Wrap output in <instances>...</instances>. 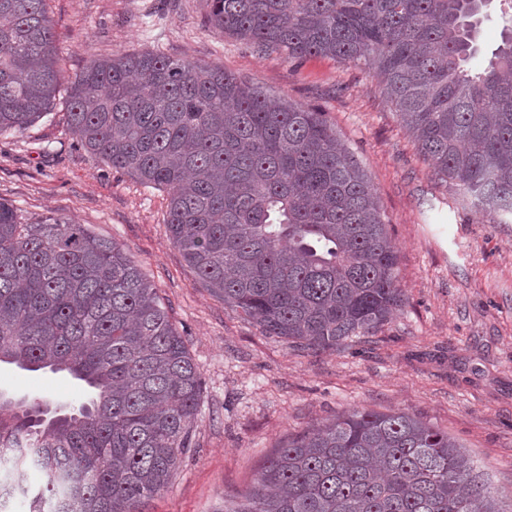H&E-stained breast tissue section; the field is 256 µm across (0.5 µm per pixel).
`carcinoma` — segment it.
Returning <instances> with one entry per match:
<instances>
[{
	"label": "carcinoma",
	"instance_id": "cac0c4a2",
	"mask_svg": "<svg viewBox=\"0 0 512 512\" xmlns=\"http://www.w3.org/2000/svg\"><path fill=\"white\" fill-rule=\"evenodd\" d=\"M46 0H0V135L52 107L63 76ZM214 32L290 59L369 63L433 173L488 224L512 220V0L473 73L491 0H204ZM71 129L106 165L168 191L199 282L263 333L334 350L403 302L377 196L323 113L153 51L93 58L67 85ZM0 362L66 371L92 406L0 396V512H141L189 448L202 381L139 264L72 220L0 202ZM224 512H512L447 433L353 411L267 460ZM498 1L499 0H493L489 9L485 11L488 14V17L483 20L480 27L478 42L480 50L470 63V66L473 69H481L488 64L493 50L500 41L502 20L499 12Z\"/></svg>",
	"mask_w": 512,
	"mask_h": 512
}]
</instances>
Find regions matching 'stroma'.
Returning a JSON list of instances; mask_svg holds the SVG:
<instances>
[{
    "label": "stroma",
    "mask_w": 512,
    "mask_h": 512,
    "mask_svg": "<svg viewBox=\"0 0 512 512\" xmlns=\"http://www.w3.org/2000/svg\"><path fill=\"white\" fill-rule=\"evenodd\" d=\"M59 65L154 51L224 67L323 112L370 179L399 258L403 303L377 335L319 351L265 335L197 280L166 226L168 193L112 169L71 130L65 94L0 136V200L25 224L75 219L140 265L202 380L191 446L142 512H223L290 435L354 410H402L448 431L512 493V223L487 224L420 155L370 65L291 59L212 32L202 0H47ZM0 393L56 410L87 401L65 372L0 363Z\"/></svg>",
    "instance_id": "35a3bbf8"
}]
</instances>
